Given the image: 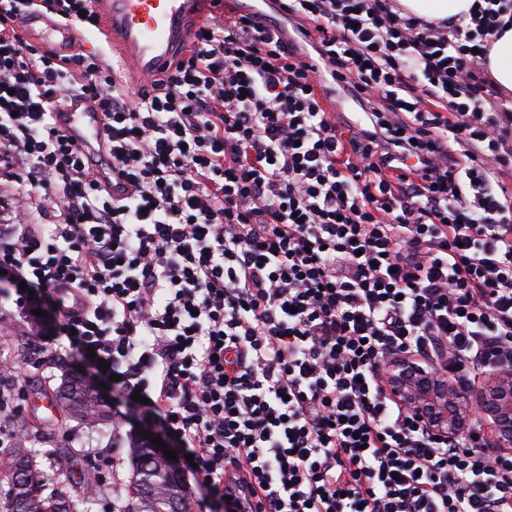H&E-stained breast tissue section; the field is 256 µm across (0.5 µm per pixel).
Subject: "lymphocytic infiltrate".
I'll return each instance as SVG.
<instances>
[{"label": "lymphocytic infiltrate", "instance_id": "lymphocytic-infiltrate-1", "mask_svg": "<svg viewBox=\"0 0 512 512\" xmlns=\"http://www.w3.org/2000/svg\"><path fill=\"white\" fill-rule=\"evenodd\" d=\"M37 2L99 25L91 0H0L16 307L55 305L226 512L230 469L255 512H512V453L479 426L435 438L380 383L399 352L461 386L512 362V96L482 66L512 0L437 22L288 0L358 128L255 14L205 22L131 102L100 55L25 39ZM75 98L103 116L97 151L60 126Z\"/></svg>", "mask_w": 512, "mask_h": 512}]
</instances>
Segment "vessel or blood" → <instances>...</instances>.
<instances>
[{
	"label": "vessel or blood",
	"mask_w": 512,
	"mask_h": 512,
	"mask_svg": "<svg viewBox=\"0 0 512 512\" xmlns=\"http://www.w3.org/2000/svg\"><path fill=\"white\" fill-rule=\"evenodd\" d=\"M215 0H96L101 32L112 46L129 78L130 90L163 70L177 56L188 52L194 34ZM45 24L46 34L59 49H69L75 35L73 25L46 23L32 12L27 27ZM63 128L85 149L95 150L100 136L98 109L77 101L62 119Z\"/></svg>",
	"instance_id": "b4317fda"
}]
</instances>
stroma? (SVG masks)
<instances>
[{"label":"stroma","instance_id":"stroma-1","mask_svg":"<svg viewBox=\"0 0 512 512\" xmlns=\"http://www.w3.org/2000/svg\"><path fill=\"white\" fill-rule=\"evenodd\" d=\"M15 297L13 285L0 288V352L17 361L25 374L24 410L15 427L31 435L35 459L49 487L86 497L88 512H123L131 496L128 439L137 430L161 434V427L108 386L104 395L111 412L121 414V428L107 423L91 429L62 409L50 408L48 396L60 385L62 369H83L94 383H104L106 376L66 337L56 335L55 309L46 308L37 325L17 311ZM109 460L114 468H106Z\"/></svg>","mask_w":512,"mask_h":512}]
</instances>
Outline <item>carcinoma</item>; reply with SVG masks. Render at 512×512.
Here are the masks:
<instances>
[{
	"instance_id": "cac0c4a2",
	"label": "carcinoma",
	"mask_w": 512,
	"mask_h": 512,
	"mask_svg": "<svg viewBox=\"0 0 512 512\" xmlns=\"http://www.w3.org/2000/svg\"><path fill=\"white\" fill-rule=\"evenodd\" d=\"M55 395L78 420L94 424L104 420L108 411L97 390L71 374L64 376ZM133 469V498L124 512H167L169 502L178 497L183 512H190L186 493L168 469L166 462L152 456L145 444L136 437L129 441ZM14 471L26 476L27 489L21 494L7 493L0 501V512H83V499L56 490L43 493L41 475L33 461L32 449L21 444L13 449L8 461Z\"/></svg>"
}]
</instances>
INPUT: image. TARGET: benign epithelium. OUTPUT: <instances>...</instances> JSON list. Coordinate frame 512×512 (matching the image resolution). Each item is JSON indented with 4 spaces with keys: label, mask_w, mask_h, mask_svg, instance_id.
<instances>
[{
    "label": "benign epithelium",
    "mask_w": 512,
    "mask_h": 512,
    "mask_svg": "<svg viewBox=\"0 0 512 512\" xmlns=\"http://www.w3.org/2000/svg\"><path fill=\"white\" fill-rule=\"evenodd\" d=\"M383 389L442 437L465 435L476 423L490 430L495 445L512 451V367L488 373L481 384L461 388L438 368L407 354L385 366Z\"/></svg>",
    "instance_id": "benign-epithelium-1"
}]
</instances>
